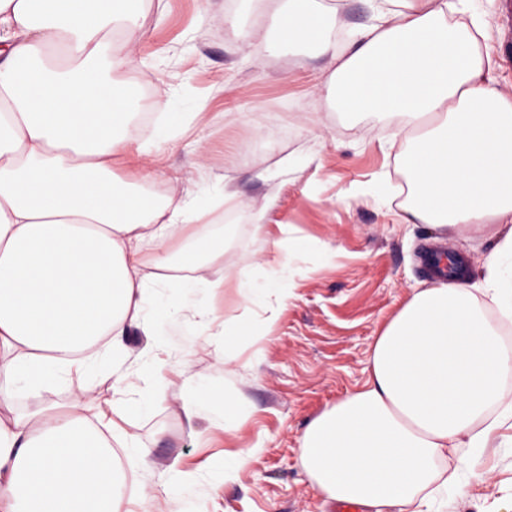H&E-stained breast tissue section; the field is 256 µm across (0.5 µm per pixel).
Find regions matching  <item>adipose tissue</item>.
Segmentation results:
<instances>
[{
  "mask_svg": "<svg viewBox=\"0 0 512 512\" xmlns=\"http://www.w3.org/2000/svg\"><path fill=\"white\" fill-rule=\"evenodd\" d=\"M138 0H0V401L16 378L35 409L0 417V512H121L114 439L127 405L90 421L45 401L57 372L127 328L154 338L143 315L145 254L168 246L207 211L187 197L135 194L116 167L144 149L137 101L115 92L124 66L108 39L137 41ZM373 24L337 46L341 8L286 0L279 43L328 59L341 111L398 118L403 220L466 225L496 241L479 280L467 273L415 292L378 336L360 391L306 427L300 459L327 498L367 512H422L447 487L442 467H470L512 428V349L488 319L500 304L499 260L512 257V98L495 86L468 0H373Z\"/></svg>",
  "mask_w": 512,
  "mask_h": 512,
  "instance_id": "obj_1",
  "label": "adipose tissue"
}]
</instances>
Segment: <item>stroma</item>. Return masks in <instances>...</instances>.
Listing matches in <instances>:
<instances>
[{
	"label": "stroma",
	"instance_id": "obj_1",
	"mask_svg": "<svg viewBox=\"0 0 512 512\" xmlns=\"http://www.w3.org/2000/svg\"><path fill=\"white\" fill-rule=\"evenodd\" d=\"M478 9L497 87L512 97V0H479ZM140 12L134 53L112 75L139 99L140 139L152 145L138 167L140 191L193 193L214 221L173 243L172 274L145 262L161 310L154 323L164 372L131 327L119 351L62 377L48 399L92 420L111 413L114 400L136 404L126 428L148 448L149 464L130 467L129 448L116 443L125 512H336L302 468L305 428L367 381L377 337L417 289L434 282L424 268L427 249L461 257L476 277L494 242L466 227L442 234L402 223L407 190L394 121L339 112L324 85L327 61L314 46L277 50L249 38L272 21L262 0H142ZM285 156L290 167L278 171ZM259 210L266 213L260 236L249 218ZM202 236L224 249L209 270L225 275L222 287H202L182 267ZM285 241L297 247L287 306L265 336L240 341L224 362L225 324L266 317L263 306L242 299L235 274L263 284L278 273L276 245ZM195 306L206 310V325ZM116 363L129 373L119 388ZM86 384L94 397L77 402ZM195 388L218 401L189 420L182 405ZM226 397L246 402L229 427ZM247 448L252 462L223 481L218 462ZM174 462L191 482L174 478ZM460 483L431 512H512V446L479 449Z\"/></svg>",
	"mask_w": 512,
	"mask_h": 512
}]
</instances>
